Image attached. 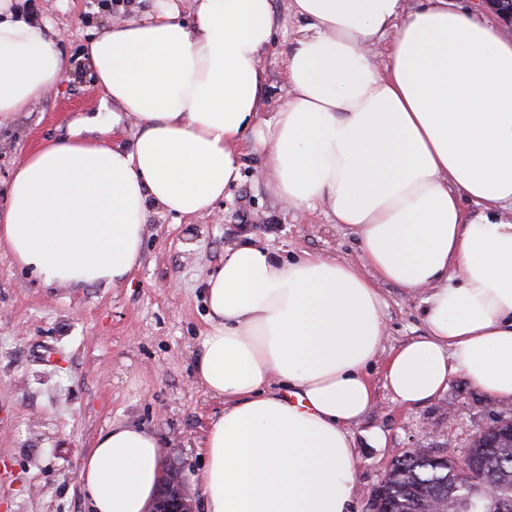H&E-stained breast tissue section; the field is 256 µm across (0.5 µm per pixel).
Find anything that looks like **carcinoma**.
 Masks as SVG:
<instances>
[{
	"mask_svg": "<svg viewBox=\"0 0 512 512\" xmlns=\"http://www.w3.org/2000/svg\"><path fill=\"white\" fill-rule=\"evenodd\" d=\"M502 422L494 420L472 439L478 473L466 485L456 480L461 461L455 458L423 449L395 459L376 489L382 512H421L428 500L447 512H512V431Z\"/></svg>",
	"mask_w": 512,
	"mask_h": 512,
	"instance_id": "carcinoma-1",
	"label": "carcinoma"
}]
</instances>
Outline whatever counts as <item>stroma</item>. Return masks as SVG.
<instances>
[{
  "label": "stroma",
  "mask_w": 512,
  "mask_h": 512,
  "mask_svg": "<svg viewBox=\"0 0 512 512\" xmlns=\"http://www.w3.org/2000/svg\"><path fill=\"white\" fill-rule=\"evenodd\" d=\"M38 22L51 26L68 62L62 79L29 110L0 126V212L24 156L48 140L68 137L70 124L88 119L96 137L109 117L102 90L82 56L108 23L149 9L150 0H34ZM274 32L264 56L265 84L258 110L270 118L285 93L280 59L299 25L292 0H272ZM242 179L212 215L151 213L139 263L115 286L47 287L0 252V512H87L81 464L112 424L155 431L164 464L181 468L187 492L204 500L195 475L201 444L221 401L196 383L207 308L204 283L224 253L250 236L284 258L328 254L359 263L355 237L327 208H286L269 190L262 160L242 144ZM384 349L424 332L419 297L390 283ZM376 401L351 432L356 493L351 512H370L372 492L393 460L411 448L462 457L473 435L512 414V400L485 394L456 373L438 398L411 409L393 403L370 373ZM384 447H375L374 433Z\"/></svg>",
  "instance_id": "1"
}]
</instances>
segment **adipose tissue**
<instances>
[{"mask_svg":"<svg viewBox=\"0 0 512 512\" xmlns=\"http://www.w3.org/2000/svg\"><path fill=\"white\" fill-rule=\"evenodd\" d=\"M194 2L193 23L174 0H152L87 43L113 124L137 134L121 145L76 130L29 152L0 250L48 285L118 284L151 209L211 212L240 181L249 142L272 193L295 209L326 205L361 262L279 259L250 242L225 252L194 364L224 409L195 480L206 512H349L350 429L375 401L374 364L406 408L460 371L512 400V38L448 0L409 12L402 0H293L285 96L262 119L271 0ZM387 33L375 62L369 47ZM66 70L24 0H0V125ZM381 282L424 296V335L388 353ZM162 472L154 432L112 425L82 462L88 512H147Z\"/></svg>","mask_w":512,"mask_h":512,"instance_id":"ef3b65f1","label":"adipose tissue"}]
</instances>
